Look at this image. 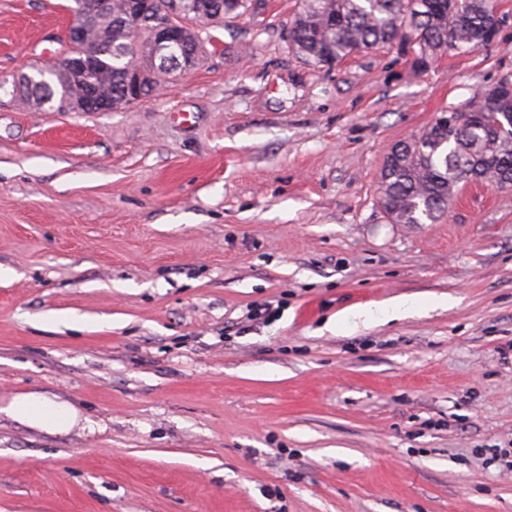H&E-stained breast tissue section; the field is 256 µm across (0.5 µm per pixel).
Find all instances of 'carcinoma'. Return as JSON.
<instances>
[{
    "mask_svg": "<svg viewBox=\"0 0 512 512\" xmlns=\"http://www.w3.org/2000/svg\"><path fill=\"white\" fill-rule=\"evenodd\" d=\"M211 5L205 23L245 14L252 0H183L180 18L194 21ZM112 22L91 35L112 38L106 66L86 76L112 90V103L130 105L126 67L135 61L145 73L144 95L151 79L154 23L151 16L127 20V0H114ZM498 0H300L287 31L289 48L305 63L325 67L381 46L412 53L418 64L448 52H467L496 40ZM129 21L128 29L118 27ZM512 113V97L477 96L472 112L451 126L433 122L412 140L400 143L397 156L386 158L380 204L393 224H428L448 209L459 184L481 180L512 187V130L502 126Z\"/></svg>",
    "mask_w": 512,
    "mask_h": 512,
    "instance_id": "cac0c4a2",
    "label": "carcinoma"
}]
</instances>
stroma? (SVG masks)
I'll list each match as a JSON object with an SVG mask.
<instances>
[{
    "label": "stroma",
    "mask_w": 512,
    "mask_h": 512,
    "mask_svg": "<svg viewBox=\"0 0 512 512\" xmlns=\"http://www.w3.org/2000/svg\"><path fill=\"white\" fill-rule=\"evenodd\" d=\"M69 4L0 0V76L64 49ZM297 7L203 27L197 68L109 112L0 89V512H512L484 464L512 449V188L432 224L379 203L395 143L512 80V0L424 68L308 66ZM23 393L76 423L2 414Z\"/></svg>",
    "instance_id": "stroma-1"
}]
</instances>
